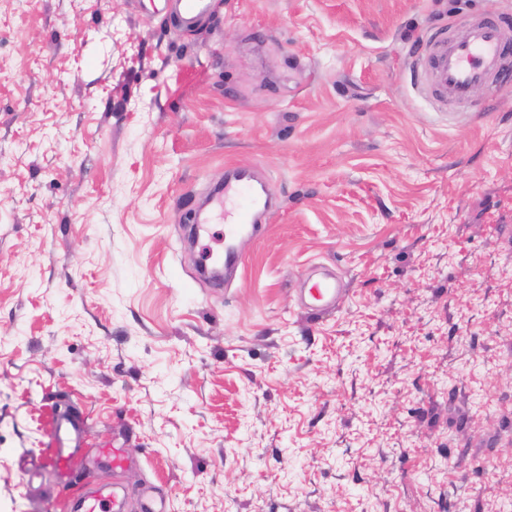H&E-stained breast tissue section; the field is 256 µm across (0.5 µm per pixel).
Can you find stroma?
<instances>
[{"mask_svg": "<svg viewBox=\"0 0 512 512\" xmlns=\"http://www.w3.org/2000/svg\"><path fill=\"white\" fill-rule=\"evenodd\" d=\"M485 11L512 0H213L189 31L0 0V512H512V89L444 117L412 78ZM243 162L278 208L215 285L224 227L187 217ZM318 266L347 291L314 315ZM52 434L56 450L51 456L47 457L45 464L54 471L60 480L67 481L73 475L76 453L82 445V428L75 421L60 418L55 420ZM138 512H166L165 502L151 485L144 486L137 495ZM124 507L125 499L120 498L114 487L108 486L85 490L75 502L79 512H122Z\"/></svg>", "mask_w": 512, "mask_h": 512, "instance_id": "1", "label": "stroma"}]
</instances>
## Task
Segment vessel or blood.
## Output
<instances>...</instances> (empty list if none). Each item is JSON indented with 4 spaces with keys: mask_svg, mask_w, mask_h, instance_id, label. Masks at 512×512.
<instances>
[{
    "mask_svg": "<svg viewBox=\"0 0 512 512\" xmlns=\"http://www.w3.org/2000/svg\"><path fill=\"white\" fill-rule=\"evenodd\" d=\"M179 25L192 28L211 13V0H171ZM512 57V28L497 16L482 13L466 19L461 31H438L428 40L422 58L414 67L417 85L433 97L440 108H461L472 101L480 86L503 88L508 79L503 68ZM213 204L224 210V273L232 275L241 262L240 244L258 224L266 220L270 198L264 183L251 166L232 167L224 177L223 190ZM342 288L338 281L323 279L308 290L305 306L310 313L322 312L336 304ZM54 453L46 466L60 480H69L82 441V428L74 421L56 420L52 429ZM137 512H166L165 502L153 486L137 495ZM125 501L116 490L99 486L86 490L75 502L77 512H123Z\"/></svg>",
    "mask_w": 512,
    "mask_h": 512,
    "instance_id": "b4317fda",
    "label": "vessel or blood"
}]
</instances>
